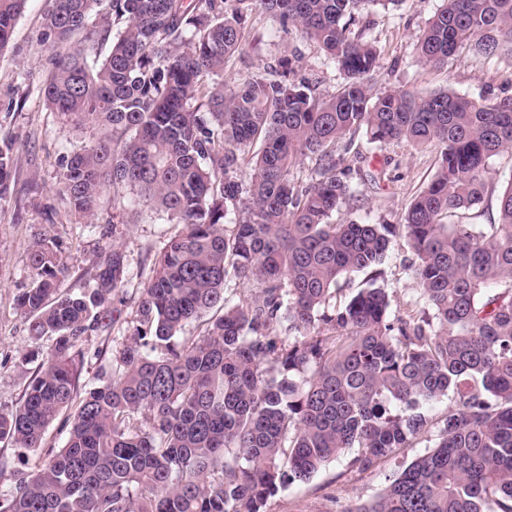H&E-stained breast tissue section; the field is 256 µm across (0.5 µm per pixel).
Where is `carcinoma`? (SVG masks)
I'll return each instance as SVG.
<instances>
[{
    "mask_svg": "<svg viewBox=\"0 0 512 512\" xmlns=\"http://www.w3.org/2000/svg\"><path fill=\"white\" fill-rule=\"evenodd\" d=\"M402 2L48 0L43 94L91 133L62 157L72 212L95 224L108 189L124 185L179 230L116 336L126 205L112 197V243L82 288L62 289L56 239L29 248L16 308L28 335L54 346L0 412V442L38 455L0 489V512H265L327 462L348 454L349 468L370 471L434 426V447L398 463L356 512H512V181L497 223L444 222L484 199L492 157L512 155V96L372 92L379 56L354 22ZM25 3L0 0V50ZM257 9L317 44L341 90L312 94L287 57L227 87L224 65ZM505 45L512 0H443L417 51L441 68L463 49L490 58ZM360 130L379 147L439 150L401 224L335 221L354 196L338 144ZM14 150L3 139L0 201ZM398 232L422 303L392 316L376 282ZM361 272L364 286L337 302ZM244 282L256 288L241 300ZM102 335L109 352L88 346ZM94 361L100 385L88 389ZM444 398L453 406L435 421L428 407ZM55 423L60 447L46 442Z\"/></svg>",
    "mask_w": 512,
    "mask_h": 512,
    "instance_id": "carcinoma-1",
    "label": "carcinoma"
}]
</instances>
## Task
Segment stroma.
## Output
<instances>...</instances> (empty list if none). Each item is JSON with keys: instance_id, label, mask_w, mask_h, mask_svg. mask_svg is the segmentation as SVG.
<instances>
[{"instance_id": "stroma-1", "label": "stroma", "mask_w": 512, "mask_h": 512, "mask_svg": "<svg viewBox=\"0 0 512 512\" xmlns=\"http://www.w3.org/2000/svg\"><path fill=\"white\" fill-rule=\"evenodd\" d=\"M441 0H406L400 8L368 14V35L379 50L381 70L374 89L400 88L430 93L451 91L476 99L512 94V56L476 59L460 52L447 67L431 68L420 63L417 39ZM45 0H27L13 36L0 49V139L12 137L17 152L15 168L5 202L0 203V410L15 408L24 388L52 349L49 339L32 340L24 317L15 308V297L28 287L29 247L48 236L62 242L68 256L66 286H83L92 274V260L102 246L98 229L77 223L67 201L60 195L61 157L70 145L88 141L89 132L75 130L47 105L42 85L53 69L52 52L43 40ZM279 22L265 12L254 13L247 23V43L227 64L226 83L261 69L274 58L297 54L298 77L315 93H336L343 77L315 44L292 34L280 37ZM346 162L353 170L355 200L345 205L342 216L370 224L400 223L413 196L431 178L437 167L436 148L415 149L405 144L379 147L357 137ZM381 169L380 182L368 174ZM494 190L471 209H460L450 223L488 224L497 219V192L512 181V156L502 154L489 161ZM169 225L142 212L131 225L123 247L131 267L122 309L131 314L139 296V284L148 277V253L156 251ZM412 250L405 238H396L382 266L379 285L392 296L391 309L398 312L417 300L418 285L405 261ZM31 352L33 363L19 365L20 354ZM393 467L384 464L366 473L349 469L347 457L324 466L309 482L278 491L266 512H354L372 499L387 483Z\"/></svg>"}]
</instances>
